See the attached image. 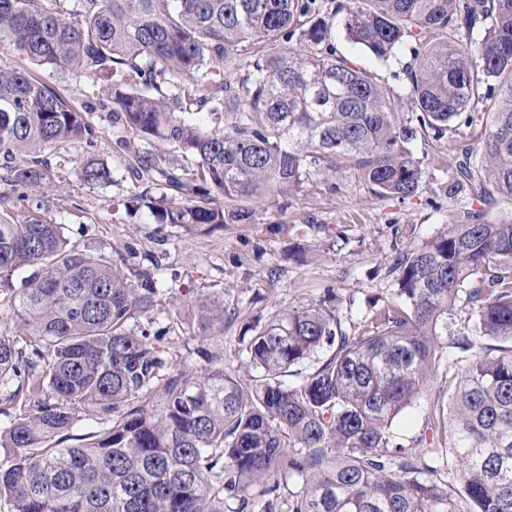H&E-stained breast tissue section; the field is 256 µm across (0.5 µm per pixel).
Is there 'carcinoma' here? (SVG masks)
Listing matches in <instances>:
<instances>
[{"mask_svg":"<svg viewBox=\"0 0 512 512\" xmlns=\"http://www.w3.org/2000/svg\"><path fill=\"white\" fill-rule=\"evenodd\" d=\"M54 2V6L46 2ZM317 0H0V47L38 65L103 71L112 123L153 143L144 170L181 182L168 148L190 163L201 201L162 206L157 223L242 224L250 211L211 205L287 195L314 170L351 162L380 197L422 183L411 144L441 140L460 117L479 127L453 159L445 194L512 201V0H352L339 4L349 41L384 59L406 37L417 125L394 117L391 90L337 54ZM302 26L298 41L288 28ZM273 52L240 81L224 60L250 42ZM494 79L496 86L488 85ZM78 109L30 73L0 68V156L10 181L38 186L51 167L23 155L90 140ZM84 185L111 181L104 162ZM161 262L129 266L89 252L42 216L0 213V306L22 333H0V501L9 512H282L281 479L300 485L288 512H512V216L481 211L401 251L396 301L347 333L326 300L274 314L240 368L197 378L167 366L151 321ZM29 274L13 280L15 272ZM229 308L199 305V328L224 330ZM464 331L448 334L459 313ZM495 344L484 346L482 341ZM331 347L294 386L290 369ZM465 353L448 386V446L435 462L394 441L393 422L429 387L448 349ZM91 420L98 430L72 431ZM448 468L451 485L438 484Z\"/></svg>","mask_w":512,"mask_h":512,"instance_id":"carcinoma-1","label":"carcinoma"}]
</instances>
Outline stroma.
Returning a JSON list of instances; mask_svg holds the SVG:
<instances>
[{
  "label": "stroma",
  "mask_w": 512,
  "mask_h": 512,
  "mask_svg": "<svg viewBox=\"0 0 512 512\" xmlns=\"http://www.w3.org/2000/svg\"><path fill=\"white\" fill-rule=\"evenodd\" d=\"M333 42L338 53L367 67L391 89L398 122L416 123L407 79L416 48L413 39L404 40L384 60L347 41L341 25L333 27ZM0 66L30 71L77 107L92 109L95 127L92 143H61L45 151L54 170L51 183L39 187L12 188L9 163L0 158V211L51 219L63 225L66 237L88 250L129 248L141 257L161 255L164 302L151 317L172 372L201 375L210 352L223 353L225 368H236L250 336L272 315L315 303L330 289L339 299L343 329L361 330L367 315L395 298L388 269L399 251L422 244L467 211L483 209L491 223L512 212L507 203L484 209L472 195L451 198L441 192L455 172L449 149L472 133L459 121L442 140L414 142L423 179L412 197L378 196L356 166L343 163L333 171L314 172L296 193L244 201L252 213L249 223L215 230L172 225L161 229L148 207L150 198L161 195L179 204L187 196L140 177L141 160L154 147L128 140L123 129L97 110L108 82L105 74L39 66L1 48ZM90 156L111 169L110 184L91 189L79 180L77 167ZM202 297L234 307V316L224 321L223 335L188 331L195 321V302ZM454 373L450 362H442L430 391L393 424L397 443L409 449L419 438L425 446L438 447L445 436L441 406Z\"/></svg>",
  "instance_id": "stroma-1"
}]
</instances>
